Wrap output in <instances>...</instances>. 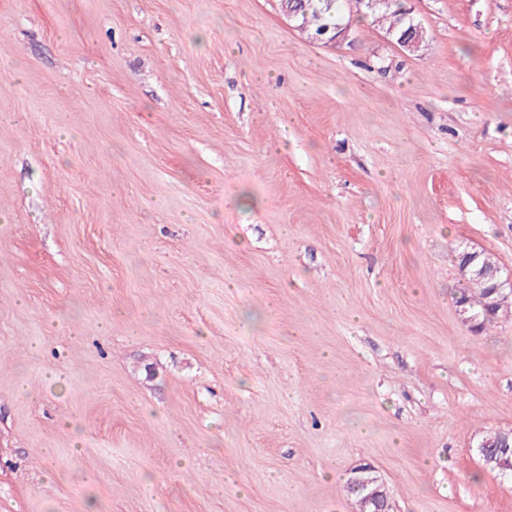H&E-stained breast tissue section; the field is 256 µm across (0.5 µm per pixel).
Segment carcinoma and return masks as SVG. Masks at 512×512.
I'll return each mask as SVG.
<instances>
[{
    "label": "carcinoma",
    "instance_id": "carcinoma-1",
    "mask_svg": "<svg viewBox=\"0 0 512 512\" xmlns=\"http://www.w3.org/2000/svg\"><path fill=\"white\" fill-rule=\"evenodd\" d=\"M285 6L295 9L293 20L295 27L309 34L322 32L334 33L339 25L350 22L355 13H360L385 30V34L398 46H403L402 40L407 37L409 18L407 8L402 0H390L381 10H369L367 0H285ZM486 256H476V252L467 251L458 255L460 269L466 270L463 283L459 284L453 293L455 304L467 303L478 314L476 332H482L502 317L512 316V305L500 306L485 311L481 300L489 291L490 280L479 278L473 271L479 269Z\"/></svg>",
    "mask_w": 512,
    "mask_h": 512
}]
</instances>
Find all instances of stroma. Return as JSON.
Wrapping results in <instances>:
<instances>
[{"mask_svg":"<svg viewBox=\"0 0 512 512\" xmlns=\"http://www.w3.org/2000/svg\"><path fill=\"white\" fill-rule=\"evenodd\" d=\"M0 0V512H512V0ZM293 3L290 4V2ZM292 6L297 14L293 23L300 31L309 34H321L328 31L334 34L338 25L349 24L353 13H360L369 18L385 30V34L403 48L401 43L410 34H413L409 43L420 45L423 40L422 30L419 26L410 23L407 8L401 0H390L381 10L372 12L365 0H286L285 7ZM410 23V26H409ZM405 50V49H404ZM463 251L458 255V265L461 270L465 269L467 274L464 275L463 283L459 284V287L455 289L453 298L455 299L456 305L460 303H469L468 307H472L473 312L478 314L475 323L476 317L467 316L468 310L465 307L460 306L458 309V314L462 323L468 325L472 329L474 325H476L475 332L479 333L484 331L487 326H491L496 323L498 319L512 316V305L496 307L489 311L483 310L480 305L482 298L489 291V288H491V290L488 297L492 298L487 304V309L497 306L501 300L508 299L509 297L511 298L512 273L511 271L504 269L499 264L497 257L493 253L489 252V256L491 258H496L495 263H486V272H489L490 280L493 281L492 285L489 287L491 282L488 278H478L472 273L483 265L486 256L480 255L474 259L476 252L481 251ZM363 473H375V470L372 466H361L354 469L350 477L351 483L358 492V512H387L389 503L386 491H380L381 488H384L383 483L380 482V477L373 475L364 478ZM371 505L374 506V510H369Z\"/></svg>","mask_w":512,"mask_h":512,"instance_id":"1","label":"stroma"}]
</instances>
